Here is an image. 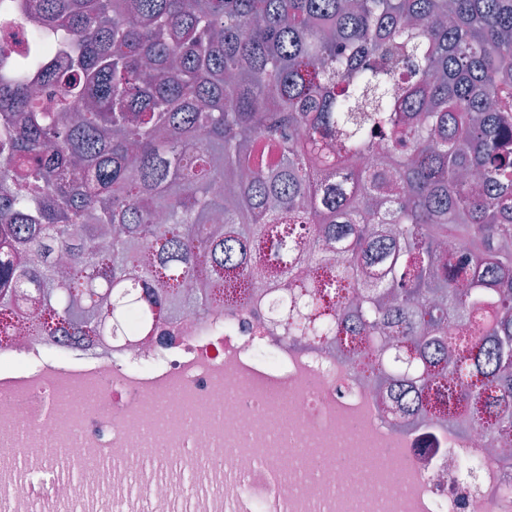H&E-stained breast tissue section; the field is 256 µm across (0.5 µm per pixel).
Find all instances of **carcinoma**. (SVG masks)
<instances>
[{"label":"carcinoma","instance_id":"obj_1","mask_svg":"<svg viewBox=\"0 0 512 512\" xmlns=\"http://www.w3.org/2000/svg\"><path fill=\"white\" fill-rule=\"evenodd\" d=\"M34 12L0 38V336L277 295L282 336L367 337L389 412L452 374L512 434V0H0Z\"/></svg>","mask_w":512,"mask_h":512}]
</instances>
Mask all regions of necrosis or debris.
I'll return each mask as SVG.
<instances>
[{
	"instance_id": "1",
	"label": "necrosis or debris",
	"mask_w": 512,
	"mask_h": 512,
	"mask_svg": "<svg viewBox=\"0 0 512 512\" xmlns=\"http://www.w3.org/2000/svg\"><path fill=\"white\" fill-rule=\"evenodd\" d=\"M267 305L249 303L162 324L106 346L34 340L14 323L0 342V498L31 512V448L111 463L94 494L108 512H132L112 490L138 484L161 505L171 486L123 461L164 441L191 470L202 512H512V438L468 421L420 414L390 419L335 342L288 340ZM97 387L91 405L72 387ZM375 450L368 471L361 444Z\"/></svg>"
}]
</instances>
